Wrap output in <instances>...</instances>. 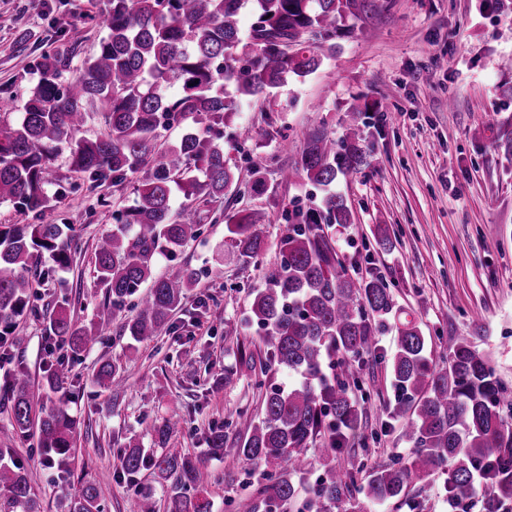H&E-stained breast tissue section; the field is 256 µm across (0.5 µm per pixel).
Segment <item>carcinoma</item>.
I'll use <instances>...</instances> for the list:
<instances>
[{
	"instance_id": "cac0c4a2",
	"label": "carcinoma",
	"mask_w": 512,
	"mask_h": 512,
	"mask_svg": "<svg viewBox=\"0 0 512 512\" xmlns=\"http://www.w3.org/2000/svg\"><path fill=\"white\" fill-rule=\"evenodd\" d=\"M247 7L254 22L244 39L240 15ZM369 8V0H109L106 34L96 52L74 76L75 49L43 53L19 121L0 126V201L31 212L50 208L48 169L60 153L91 190L109 181L118 187L141 174L132 204L113 214L112 231L97 240L94 268L112 308L134 301L136 314L125 322V333L136 341L155 337L198 286L189 267L153 276L157 257L175 255L207 220L227 224L237 259L246 262L264 250L266 212L224 210V197L241 186L224 158V127L234 122L241 102L319 70L324 44L349 31L346 22L362 19ZM171 86L179 93L167 94ZM94 105L103 132L88 138L87 107ZM180 118L192 125L169 145L163 132ZM362 126L363 111L356 107L338 137L310 127L295 167L281 171L283 182L302 176L321 189L322 207L294 211L296 223L281 241L279 262L265 287L253 291L250 319L263 331L273 361L299 381L267 392L261 414L237 412L233 442L224 426L210 428L207 453L263 468L266 484L254 512H287L305 487L306 512H366L365 502H396L439 468L447 475L448 501L480 495L493 512L497 502L512 500V399L467 337L452 340L446 367L431 368L426 337L412 320L394 323L396 349L386 364L399 391L390 416L401 422L411 455L370 469L336 464L348 445L346 431L362 415L349 382L358 380L365 358L378 361L379 331L394 309L387 283L377 275H350L322 229L351 223L335 186L369 165ZM179 193L184 202L177 212ZM72 230V224H0V344L35 310L36 286L70 267L77 252ZM147 282L150 289L141 291ZM49 328L71 357L100 336V324L73 319L66 298L53 308ZM116 373L115 363L102 361L96 384L112 387ZM63 383L56 369L43 385L17 369L0 396L15 433L37 434L38 447L65 478L75 461L79 422L67 411V395L48 404L49 393ZM178 425L165 419L153 427L159 453L128 442L119 451L121 470L129 477L151 471L163 489L164 512H212L205 458L164 451ZM318 441L324 477L308 486L313 466L305 450ZM12 456L13 449L0 448V499L10 512H41L27 468L5 462ZM481 468L484 483L476 478ZM136 496V512H158L153 490ZM105 497L102 486L87 482L66 497L65 512H101Z\"/></svg>"
}]
</instances>
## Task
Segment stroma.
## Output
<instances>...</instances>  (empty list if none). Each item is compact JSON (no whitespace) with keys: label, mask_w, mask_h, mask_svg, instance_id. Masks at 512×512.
Returning <instances> with one entry per match:
<instances>
[{"label":"stroma","mask_w":512,"mask_h":512,"mask_svg":"<svg viewBox=\"0 0 512 512\" xmlns=\"http://www.w3.org/2000/svg\"><path fill=\"white\" fill-rule=\"evenodd\" d=\"M108 0H0V92L23 103L38 81L34 62L43 51L75 45L79 57L95 52L105 27ZM28 47L17 52L20 34ZM512 0H373V10L352 33L336 41L322 68L266 98L242 105L238 124L251 137L224 140V154L236 165L239 194L226 197L228 210L259 208L268 213L266 248L242 263L226 254L227 229L203 225L200 236L175 256L157 261L155 276L187 265L199 274L197 288L169 325L144 343H133L123 325L131 307L112 309L94 278L91 254L96 240L112 228L113 211L134 198L136 177L118 188L102 187L98 206L85 178L65 157L50 165L52 207L34 215L0 204V224L74 225L78 254L69 269L37 289L35 312L18 321L7 342L10 360L0 363V382L23 369L41 382L57 356L48 341V306L66 289L78 320L102 322L103 333L80 359L65 364L69 411L80 422L76 459L68 480H60L35 440L18 439L0 404V448L34 474L42 512H63L62 493L93 481L107 488L103 512H131L136 488L153 484L149 472L136 481L120 476L118 454L127 441L152 447L155 424L183 422L170 447L205 453L204 435L223 425L235 439L237 412L259 413L269 388L288 384L287 372L257 384L241 361L245 352L265 361L262 334L249 320L254 288L275 263L288 214L320 203V190L301 179L285 183L282 168L293 167L296 149L315 122L341 134L346 112L367 105L366 136L372 161L356 177L340 180L352 212L350 226L326 225L339 258L358 276H381L395 309L415 320L428 338L434 366L444 364L448 341L473 336L490 355L512 394V161L494 143L512 123ZM386 225L391 250L377 243ZM116 363L111 389L99 388L100 359ZM225 377H217V370ZM362 405L360 423L348 432L353 462L367 466L408 455L397 423L388 416L396 391L383 367L363 371L350 389ZM208 492L213 512H253L258 476L238 460L212 457ZM446 477L436 474L411 487L408 505L375 506L372 512H453Z\"/></svg>","instance_id":"35a3bbf8"}]
</instances>
